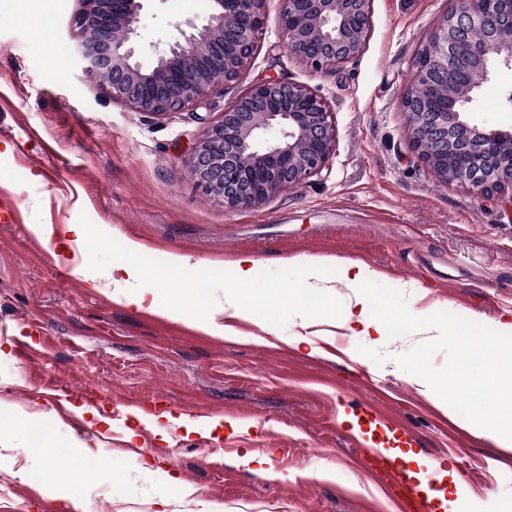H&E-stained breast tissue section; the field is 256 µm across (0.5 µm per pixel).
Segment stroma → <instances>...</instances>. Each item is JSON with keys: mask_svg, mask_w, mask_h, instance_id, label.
Here are the masks:
<instances>
[{"mask_svg": "<svg viewBox=\"0 0 512 512\" xmlns=\"http://www.w3.org/2000/svg\"><path fill=\"white\" fill-rule=\"evenodd\" d=\"M450 6L372 0L364 50L315 75L279 35V0H267L242 79L207 104L156 116L56 55L38 18L56 14L55 40L72 43L80 0H0V329L9 332L0 338V406L11 411L0 423V512H71L43 483L47 465L62 484L81 486L78 512H156L162 497L167 512H365L369 502L392 512L387 474L336 430L341 402L380 404L415 429L422 456L446 455L461 476L478 475L469 512H512L500 448L457 411L437 420L438 406L396 361L434 330L391 340L350 335L339 320L354 291L337 265L350 261L420 317L438 302L489 328L512 314V201L438 179L413 151L401 106L414 58ZM210 11V0H144L137 61L151 66L174 22ZM269 81L328 102L336 150L320 175L260 206L228 209L198 187L186 159L225 105ZM511 93L512 64L498 63L473 95L471 121L512 128ZM36 224L53 225L51 239ZM70 224L86 225L97 249L75 255ZM132 244L159 309L127 306L112 281ZM176 255L188 266H175ZM244 256L261 268L247 288L234 267ZM320 257L337 263L323 270L314 308L298 293L300 261ZM184 292L205 295L195 316L216 313L223 335L164 312ZM267 306L274 321L261 315ZM26 327L39 350L31 359L10 339ZM62 387L66 419L55 409ZM159 394L193 430L159 431L128 415L125 401ZM32 422L57 458L26 455ZM73 452L108 461L111 475L61 467ZM249 453L268 456L265 472L243 464ZM149 458L155 471L142 466Z\"/></svg>", "mask_w": 512, "mask_h": 512, "instance_id": "1", "label": "stroma"}]
</instances>
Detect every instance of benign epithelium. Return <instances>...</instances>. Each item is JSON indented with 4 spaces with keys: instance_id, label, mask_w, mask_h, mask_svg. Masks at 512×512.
<instances>
[{
    "instance_id": "1",
    "label": "benign epithelium",
    "mask_w": 512,
    "mask_h": 512,
    "mask_svg": "<svg viewBox=\"0 0 512 512\" xmlns=\"http://www.w3.org/2000/svg\"><path fill=\"white\" fill-rule=\"evenodd\" d=\"M72 19L75 66L91 73L112 97L157 116L178 112L237 82L259 48L266 0H212L205 22L174 24L178 36L159 43L155 62L135 60L134 23L142 0H82ZM280 32L311 72L326 74L364 49L371 0H280ZM424 63L402 99L411 146L441 180L467 186L478 196L508 194L512 200V131H485L465 118L472 92L489 69L512 63V0H452L431 29ZM463 65L469 94L448 95L435 108L418 97L420 88L441 84L442 74ZM277 128L280 136L266 138ZM435 140L441 150L427 154ZM336 148L328 103L304 86L266 82L250 86L222 118L208 127L189 157L198 185L224 207L254 206L317 176Z\"/></svg>"
}]
</instances>
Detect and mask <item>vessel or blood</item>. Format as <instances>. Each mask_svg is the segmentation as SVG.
<instances>
[{
  "label": "vessel or blood",
  "mask_w": 512,
  "mask_h": 512,
  "mask_svg": "<svg viewBox=\"0 0 512 512\" xmlns=\"http://www.w3.org/2000/svg\"><path fill=\"white\" fill-rule=\"evenodd\" d=\"M336 425L356 447L365 449L372 463L388 471L400 493L393 497L396 512H440L441 503L430 496L432 468H424L422 477L411 475L395 451L416 448L418 434L394 415L377 405H338Z\"/></svg>",
  "instance_id": "vessel-or-blood-1"
}]
</instances>
